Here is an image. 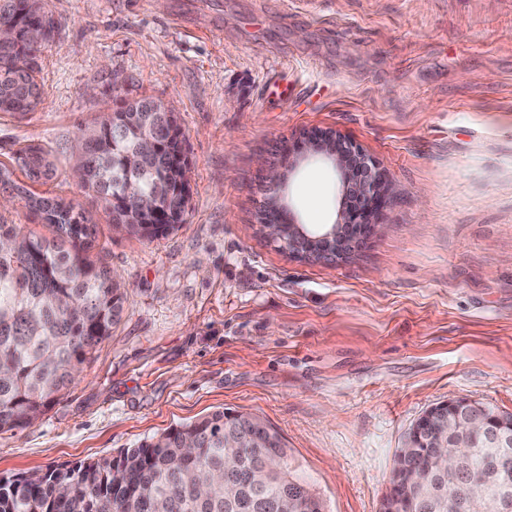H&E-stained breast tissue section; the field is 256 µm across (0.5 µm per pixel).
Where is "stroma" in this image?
Returning <instances> with one entry per match:
<instances>
[{"instance_id": "1", "label": "stroma", "mask_w": 512, "mask_h": 512, "mask_svg": "<svg viewBox=\"0 0 512 512\" xmlns=\"http://www.w3.org/2000/svg\"><path fill=\"white\" fill-rule=\"evenodd\" d=\"M33 112H0V160L43 147L33 192L94 226L88 256L125 312L65 395L0 433V478L114 456L217 409L263 417L326 512H380L394 455L431 406L512 414V0H43ZM172 107L185 221L114 229L72 176L82 125ZM330 129L383 167L381 234L335 265L267 241L270 171ZM282 197L334 223L341 178L301 162Z\"/></svg>"}]
</instances>
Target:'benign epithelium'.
Segmentation results:
<instances>
[{
	"instance_id": "7a95c632",
	"label": "benign epithelium",
	"mask_w": 512,
	"mask_h": 512,
	"mask_svg": "<svg viewBox=\"0 0 512 512\" xmlns=\"http://www.w3.org/2000/svg\"><path fill=\"white\" fill-rule=\"evenodd\" d=\"M288 155L293 157V167L300 160L319 156L334 164L342 179L341 209L337 222L321 232H312L290 218L264 220L261 232L269 242L295 258L329 264L345 260L366 239L382 231L383 225L373 222L374 212L388 191L379 162L335 131L321 129L303 133L288 148ZM117 204L127 215L152 216L159 211L161 199L157 194L138 191L137 184L129 181ZM437 411L454 418L463 429H512V415L505 417L465 400L443 402L437 406Z\"/></svg>"
}]
</instances>
